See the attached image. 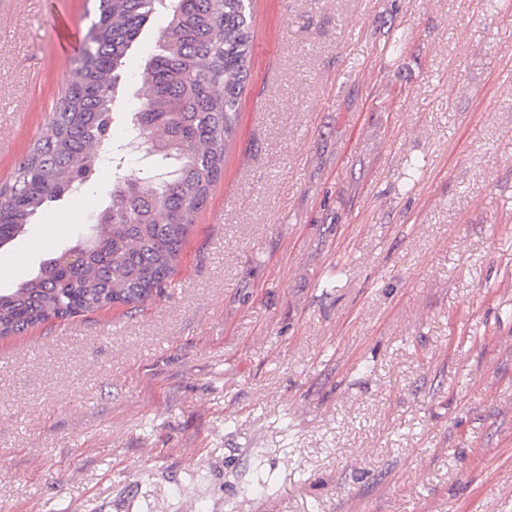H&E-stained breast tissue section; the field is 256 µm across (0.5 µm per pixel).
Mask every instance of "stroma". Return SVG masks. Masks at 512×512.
I'll return each instance as SVG.
<instances>
[{
  "instance_id": "35a3bbf8",
  "label": "stroma",
  "mask_w": 512,
  "mask_h": 512,
  "mask_svg": "<svg viewBox=\"0 0 512 512\" xmlns=\"http://www.w3.org/2000/svg\"><path fill=\"white\" fill-rule=\"evenodd\" d=\"M95 8L0 0V184L65 90L58 28ZM250 8L224 174L165 293L0 338V512H512V0ZM140 165L45 207L0 290ZM258 459L276 488L251 496Z\"/></svg>"
}]
</instances>
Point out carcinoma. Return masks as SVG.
<instances>
[{"label": "carcinoma", "mask_w": 512, "mask_h": 512, "mask_svg": "<svg viewBox=\"0 0 512 512\" xmlns=\"http://www.w3.org/2000/svg\"><path fill=\"white\" fill-rule=\"evenodd\" d=\"M96 13L73 59L64 96L42 136L0 186V245L13 241L45 204L95 179L112 147L116 72L148 19L168 13L158 51L135 80L124 113L153 168L112 181V202L69 250L71 264L47 259L37 273L0 292V337L49 319L115 304H143L167 288L182 244L224 172L250 64V0H95ZM261 468L254 493L274 488Z\"/></svg>", "instance_id": "carcinoma-1"}]
</instances>
